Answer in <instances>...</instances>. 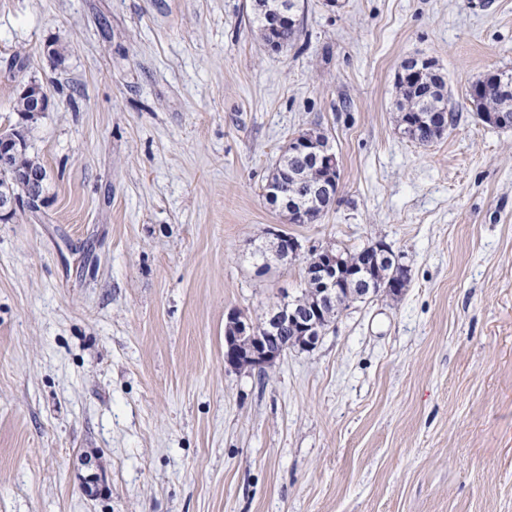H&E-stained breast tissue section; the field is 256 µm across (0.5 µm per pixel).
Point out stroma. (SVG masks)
I'll use <instances>...</instances> for the list:
<instances>
[{
  "mask_svg": "<svg viewBox=\"0 0 512 512\" xmlns=\"http://www.w3.org/2000/svg\"><path fill=\"white\" fill-rule=\"evenodd\" d=\"M250 0H0V127L22 87L47 171L0 222V512H512V129L469 88L512 72V0H305L264 48ZM23 68H11L14 55ZM435 61L457 114L400 133L394 77ZM341 169L317 224L264 197L289 139ZM385 240L410 282L266 373L224 325L304 286L253 254ZM273 235L276 239L274 257L278 264L288 266L303 257L302 246L295 237L282 230L274 231Z\"/></svg>",
  "mask_w": 512,
  "mask_h": 512,
  "instance_id": "obj_1",
  "label": "stroma"
}]
</instances>
